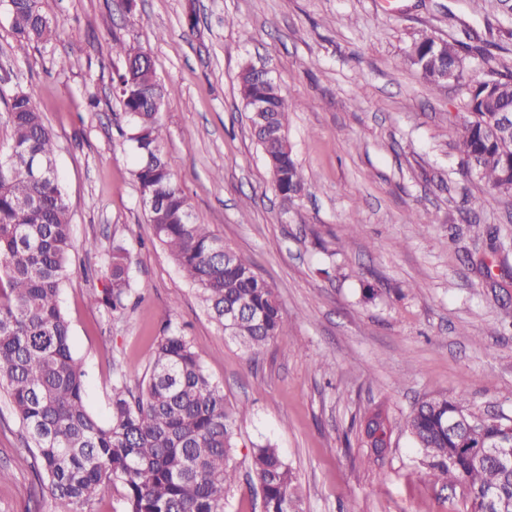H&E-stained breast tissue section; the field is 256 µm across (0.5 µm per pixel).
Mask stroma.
Returning a JSON list of instances; mask_svg holds the SVG:
<instances>
[{
    "instance_id": "35a3bbf8",
    "label": "stroma",
    "mask_w": 512,
    "mask_h": 512,
    "mask_svg": "<svg viewBox=\"0 0 512 512\" xmlns=\"http://www.w3.org/2000/svg\"><path fill=\"white\" fill-rule=\"evenodd\" d=\"M59 23L50 49L19 41L0 14V87L31 94L55 142L77 251L61 291L86 402L110 414L112 380L145 376L150 345L172 323L200 350L234 413L239 479L224 512H261L250 445L272 439L295 475L304 512H461V486L416 467L394 430L383 457L357 440L364 415L391 419L420 401L465 393L481 414L512 417V251L476 245L512 235V195L473 182L469 211L453 145L465 110L454 83L428 85L403 56L424 33L476 30L488 58L465 53L466 78L512 75V0H41ZM237 19L228 27L225 16ZM136 39L177 92L162 110V145L197 223L253 261L288 327L258 354L224 334L156 243L132 175L125 114L112 93L113 38ZM75 53L79 68L60 70ZM269 67L288 99V136L309 182L281 214L238 94L247 63ZM97 107H89V96ZM222 179H215V172ZM421 212L425 226L413 222ZM135 255L140 303L119 318L96 307L79 265L102 267L113 241ZM377 289L375 299L364 288ZM17 417L0 397V512H51Z\"/></svg>"
}]
</instances>
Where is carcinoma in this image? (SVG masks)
<instances>
[{
  "mask_svg": "<svg viewBox=\"0 0 512 512\" xmlns=\"http://www.w3.org/2000/svg\"><path fill=\"white\" fill-rule=\"evenodd\" d=\"M6 15L16 37L47 46L58 23L41 0H8ZM473 46L425 34L404 61L422 79L443 85L436 71L465 89L467 115L458 128L456 150L463 179L471 172L498 192L512 194V132L493 134L497 110L512 111V77L495 70L475 83L463 75L461 51L485 54L475 31ZM122 61L112 77L128 121L127 141L137 157L134 177L155 239L199 291L210 317L246 350L258 352L287 328L274 289L254 264L195 222L191 205L162 146L161 111L174 89L157 77L151 57L138 42L112 39ZM240 99L249 111L251 136L260 147L283 211L307 192V181L288 137V113L299 103L282 96L279 85L250 65L241 71ZM10 131L0 153V390L37 450L39 476L53 512H85L108 494L112 482L126 489V512H222L224 497L238 481L233 464L236 420L224 389L204 372L200 351L166 324L154 338L149 372L135 385L119 375L112 381L111 411L101 421L88 409L85 373L73 356L69 323L60 293L70 275L75 248L69 205L54 167L55 140L29 93L0 91ZM135 258L112 242L105 285L94 301L113 315L124 314L136 294ZM239 311L231 326L224 310ZM470 411L461 392L433 396L397 421L413 440L418 467L443 485L464 488L465 512H486L493 492L512 506V472L493 461L474 462L476 441L461 447L444 430L448 412ZM512 419L482 416L475 432L506 433ZM251 479L263 512H303L294 472L271 440L253 444Z\"/></svg>",
  "mask_w": 512,
  "mask_h": 512,
  "instance_id": "cac0c4a2",
  "label": "carcinoma"
}]
</instances>
